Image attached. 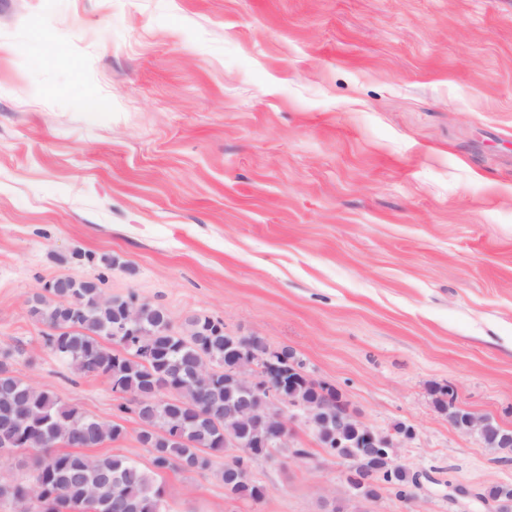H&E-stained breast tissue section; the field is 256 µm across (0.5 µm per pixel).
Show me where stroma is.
<instances>
[{"label": "stroma", "instance_id": "stroma-1", "mask_svg": "<svg viewBox=\"0 0 512 512\" xmlns=\"http://www.w3.org/2000/svg\"><path fill=\"white\" fill-rule=\"evenodd\" d=\"M57 277L292 349L421 474L369 512H496L512 462L439 405L512 430V0H0V347L15 374L125 434L102 375L48 348ZM215 456L169 472L172 512H324L345 464Z\"/></svg>", "mask_w": 512, "mask_h": 512}]
</instances>
